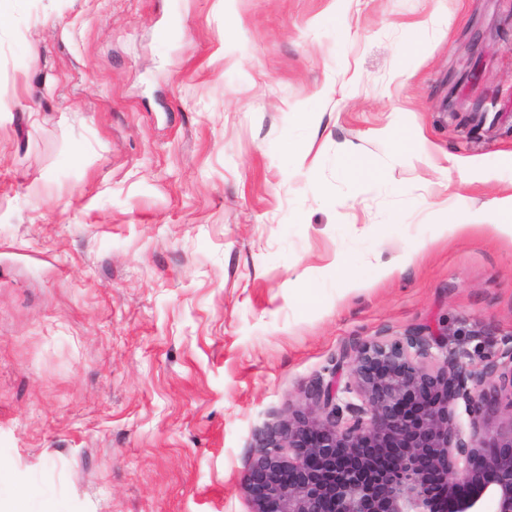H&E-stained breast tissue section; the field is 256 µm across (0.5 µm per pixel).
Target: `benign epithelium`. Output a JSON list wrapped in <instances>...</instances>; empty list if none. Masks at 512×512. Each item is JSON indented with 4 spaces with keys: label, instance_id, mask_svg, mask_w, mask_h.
I'll return each mask as SVG.
<instances>
[{
    "label": "benign epithelium",
    "instance_id": "1",
    "mask_svg": "<svg viewBox=\"0 0 512 512\" xmlns=\"http://www.w3.org/2000/svg\"><path fill=\"white\" fill-rule=\"evenodd\" d=\"M446 335L343 349L302 407L255 434L250 512H512V344L475 364ZM431 473L449 496L431 497Z\"/></svg>",
    "mask_w": 512,
    "mask_h": 512
}]
</instances>
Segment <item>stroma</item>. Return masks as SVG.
I'll list each match as a JSON object with an SVG mask.
<instances>
[{"label":"stroma","instance_id":"35a3bbf8","mask_svg":"<svg viewBox=\"0 0 512 512\" xmlns=\"http://www.w3.org/2000/svg\"><path fill=\"white\" fill-rule=\"evenodd\" d=\"M510 186L512 0H0V499L248 512L346 345L512 341Z\"/></svg>","mask_w":512,"mask_h":512}]
</instances>
